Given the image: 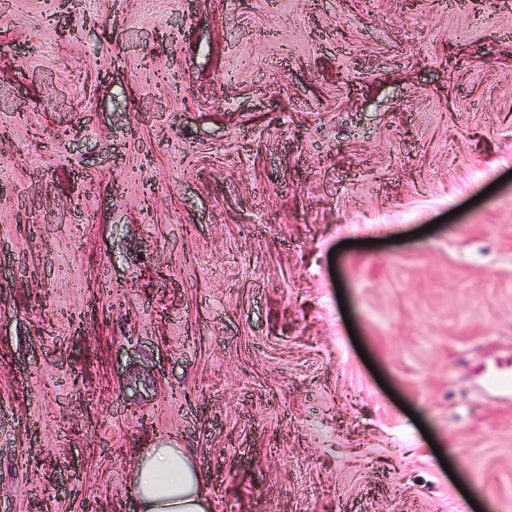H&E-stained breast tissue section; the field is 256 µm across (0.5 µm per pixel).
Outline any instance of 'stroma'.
Listing matches in <instances>:
<instances>
[{
  "label": "stroma",
  "instance_id": "obj_1",
  "mask_svg": "<svg viewBox=\"0 0 512 512\" xmlns=\"http://www.w3.org/2000/svg\"><path fill=\"white\" fill-rule=\"evenodd\" d=\"M493 365L512 0H0V512H512ZM130 495L140 512H208L205 477L181 448L136 449Z\"/></svg>",
  "mask_w": 512,
  "mask_h": 512
}]
</instances>
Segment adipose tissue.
Returning a JSON list of instances; mask_svg holds the SVG:
<instances>
[{
	"label": "adipose tissue",
	"instance_id": "obj_1",
	"mask_svg": "<svg viewBox=\"0 0 512 512\" xmlns=\"http://www.w3.org/2000/svg\"><path fill=\"white\" fill-rule=\"evenodd\" d=\"M130 495L139 512H208L205 477L182 449H136Z\"/></svg>",
	"mask_w": 512,
	"mask_h": 512
}]
</instances>
